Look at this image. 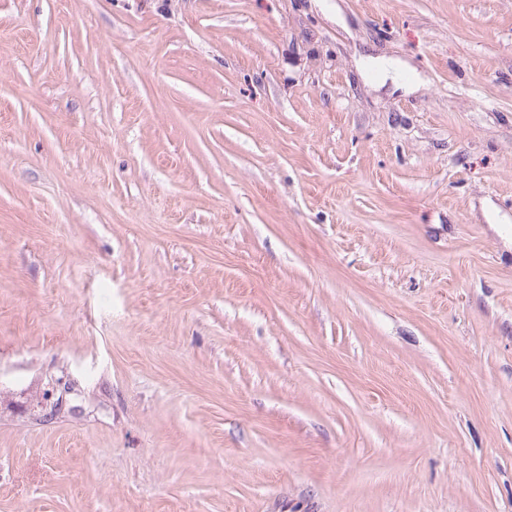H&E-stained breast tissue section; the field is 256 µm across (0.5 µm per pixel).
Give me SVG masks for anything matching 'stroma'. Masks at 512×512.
<instances>
[{"label":"stroma","instance_id":"stroma-1","mask_svg":"<svg viewBox=\"0 0 512 512\" xmlns=\"http://www.w3.org/2000/svg\"><path fill=\"white\" fill-rule=\"evenodd\" d=\"M0 512H512V0H0Z\"/></svg>","mask_w":512,"mask_h":512}]
</instances>
